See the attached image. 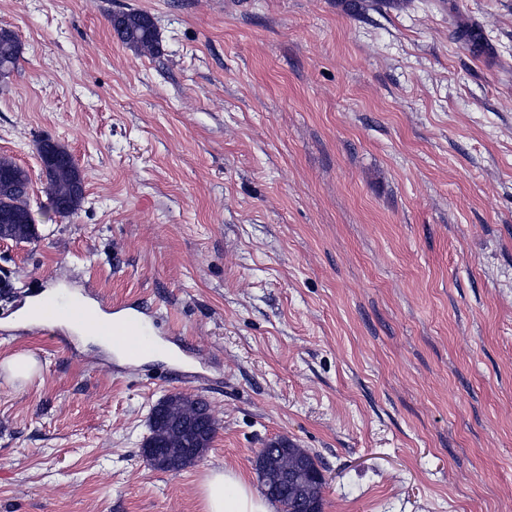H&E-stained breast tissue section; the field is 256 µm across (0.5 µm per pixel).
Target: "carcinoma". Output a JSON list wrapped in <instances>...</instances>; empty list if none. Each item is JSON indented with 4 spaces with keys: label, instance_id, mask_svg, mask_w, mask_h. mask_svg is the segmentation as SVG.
Returning <instances> with one entry per match:
<instances>
[{
    "label": "carcinoma",
    "instance_id": "obj_1",
    "mask_svg": "<svg viewBox=\"0 0 512 512\" xmlns=\"http://www.w3.org/2000/svg\"><path fill=\"white\" fill-rule=\"evenodd\" d=\"M110 25L118 39L134 49L149 54L159 52V35L152 19L140 11H127L115 14L110 18ZM461 37L477 54H490L491 48L484 41L476 27H467L461 31ZM21 56V45L15 34L7 29H0V78H6L18 65ZM38 152L43 163L46 178L45 193L53 212L61 216L75 213L83 201V187L79 171L69 151L46 138L38 143ZM0 169L11 174L8 186L0 188V212H16L27 215V188L30 178L27 171L7 157H0ZM178 404L189 410L193 409L194 397L180 393L172 394L167 401L156 407L151 421V435L146 445L161 451L176 447L175 436L172 434L167 415L162 406L166 403ZM303 478L296 472L288 474L274 491L266 493V497L279 503L281 512H304L302 509Z\"/></svg>",
    "mask_w": 512,
    "mask_h": 512
}]
</instances>
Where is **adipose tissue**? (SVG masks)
<instances>
[{
  "label": "adipose tissue",
  "mask_w": 512,
  "mask_h": 512,
  "mask_svg": "<svg viewBox=\"0 0 512 512\" xmlns=\"http://www.w3.org/2000/svg\"><path fill=\"white\" fill-rule=\"evenodd\" d=\"M204 512H273L268 500L257 493L241 473L209 469L201 483Z\"/></svg>",
  "instance_id": "adipose-tissue-1"
}]
</instances>
